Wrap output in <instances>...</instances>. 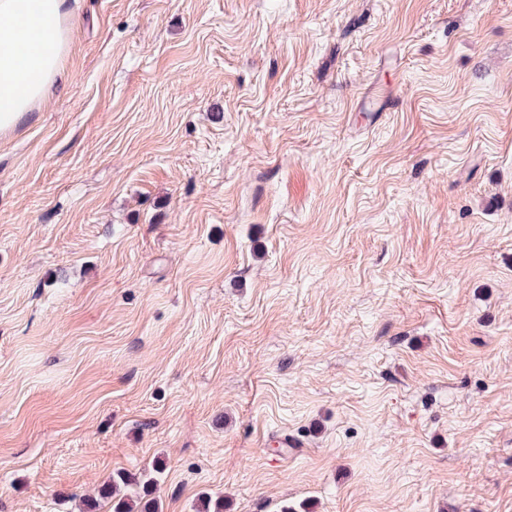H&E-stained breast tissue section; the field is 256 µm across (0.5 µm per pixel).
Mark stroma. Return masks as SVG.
Here are the masks:
<instances>
[{"label": "stroma", "instance_id": "stroma-1", "mask_svg": "<svg viewBox=\"0 0 512 512\" xmlns=\"http://www.w3.org/2000/svg\"><path fill=\"white\" fill-rule=\"evenodd\" d=\"M73 9L0 135V512L157 459L162 512H512V0Z\"/></svg>", "mask_w": 512, "mask_h": 512}]
</instances>
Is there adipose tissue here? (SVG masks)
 <instances>
[{
  "label": "adipose tissue",
  "mask_w": 512,
  "mask_h": 512,
  "mask_svg": "<svg viewBox=\"0 0 512 512\" xmlns=\"http://www.w3.org/2000/svg\"><path fill=\"white\" fill-rule=\"evenodd\" d=\"M70 32L66 0H0V134L66 82Z\"/></svg>",
  "instance_id": "obj_1"
}]
</instances>
